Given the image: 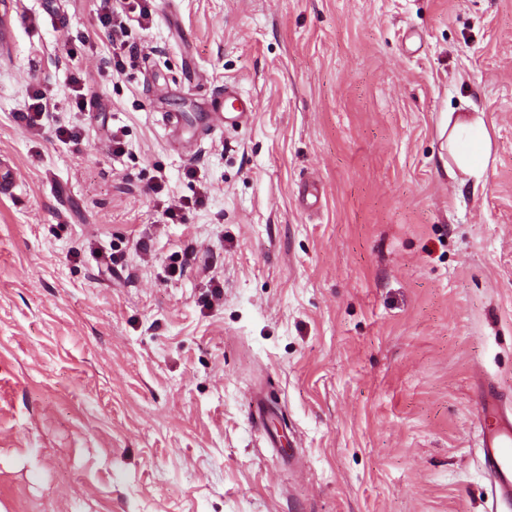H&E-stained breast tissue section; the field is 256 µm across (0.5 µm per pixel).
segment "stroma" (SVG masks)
Masks as SVG:
<instances>
[{
    "instance_id": "1",
    "label": "stroma",
    "mask_w": 512,
    "mask_h": 512,
    "mask_svg": "<svg viewBox=\"0 0 512 512\" xmlns=\"http://www.w3.org/2000/svg\"><path fill=\"white\" fill-rule=\"evenodd\" d=\"M142 4L117 62L96 0H13L0 512H488L477 380L512 405V0ZM228 87L253 122L173 147L163 113L195 122ZM464 117L490 140L477 177L440 161Z\"/></svg>"
}]
</instances>
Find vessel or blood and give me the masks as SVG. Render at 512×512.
Segmentation results:
<instances>
[{"label": "vessel or blood", "mask_w": 512, "mask_h": 512, "mask_svg": "<svg viewBox=\"0 0 512 512\" xmlns=\"http://www.w3.org/2000/svg\"><path fill=\"white\" fill-rule=\"evenodd\" d=\"M226 111L209 112L204 117L203 129L188 127L178 113H169L165 122L176 142L182 145L199 140L202 131L237 130L249 125L254 108L242 101L233 89H225ZM477 420L481 427L482 468L489 483L491 512L512 502V412L505 408L489 410L486 403H478Z\"/></svg>", "instance_id": "b4317fda"}]
</instances>
